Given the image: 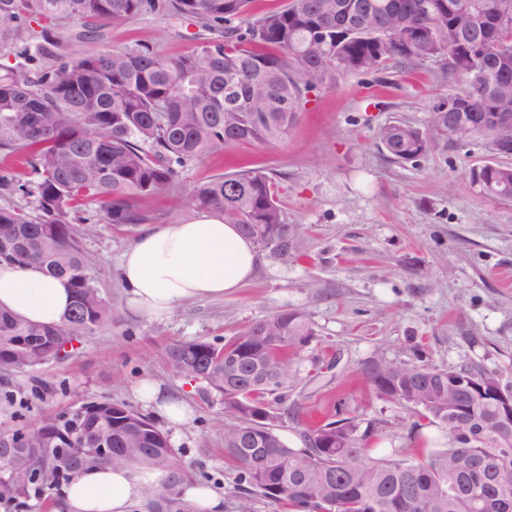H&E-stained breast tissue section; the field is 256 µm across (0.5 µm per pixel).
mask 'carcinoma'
<instances>
[{
	"label": "carcinoma",
	"mask_w": 512,
	"mask_h": 512,
	"mask_svg": "<svg viewBox=\"0 0 512 512\" xmlns=\"http://www.w3.org/2000/svg\"><path fill=\"white\" fill-rule=\"evenodd\" d=\"M249 0H0V151L19 155L38 180L22 183L0 171V192L34 198L36 214L0 204V260L34 263L65 277L73 301L62 322L44 326L0 311V366L34 369L63 358L67 345L112 323L114 312L89 275L90 261L75 237L87 221L84 206L111 224H137L138 197H178L179 175L231 142L275 146L298 121L309 97L333 77L380 72L446 52L448 74L462 89L454 108L431 113L428 129L395 121L380 142L396 160L414 161L443 141L480 139L512 151V26L492 17L512 15V0H292L281 10L247 14ZM149 13L186 18L221 33L193 52L161 55L150 46L80 56L31 22L81 25L92 38L96 23L132 21ZM488 196L512 199V164H485L471 172ZM186 201L224 216L256 247L278 258L296 246L271 177L261 169L218 175L194 185ZM316 336L308 314L285 310L252 323L222 344L198 337L174 341L158 360L174 375L201 386L224 406V452L238 468L240 512L261 497L289 512H497L512 505V441L499 426L501 397L512 376L498 369L452 371L419 358L378 359L365 375L383 400L410 406L439 433L416 423L410 439L420 456H376L378 427L364 431L352 418L303 431L292 447L278 432L273 405L294 378V359ZM476 380L477 390L454 395L448 373ZM84 437L105 432L112 459H82L57 469L50 459L63 428L45 418L38 433L0 438V503L32 507L47 489L85 468L146 466L166 474L145 512H197L180 486L194 478L167 434L122 402L104 400L84 421ZM34 464L47 473L43 489L24 487L11 472Z\"/></svg>",
	"instance_id": "obj_1"
}]
</instances>
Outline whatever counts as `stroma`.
Masks as SVG:
<instances>
[{"instance_id":"stroma-1","label":"stroma","mask_w":512,"mask_h":512,"mask_svg":"<svg viewBox=\"0 0 512 512\" xmlns=\"http://www.w3.org/2000/svg\"><path fill=\"white\" fill-rule=\"evenodd\" d=\"M57 36L75 55L149 44L191 53L209 37L190 21L146 14L104 22L92 40ZM448 58L337 76L311 97L276 146L228 144L187 167L179 188L238 167L273 178L287 223L299 229L288 259L261 251L253 279L234 294L193 300L153 318L131 308L116 275L141 227L104 216L76 227L91 275L117 322L76 342L68 358L34 370L0 367V436L32 431L49 415L109 398L152 416L137 393L150 378L184 401L186 422L166 426L176 455L239 512L238 469L224 456V407L156 359L175 340H224L268 315L305 311L316 329L276 412L281 432L352 417L375 421L384 447L405 451L419 420L377 397L364 368L374 359L422 357L437 366L479 365L512 372V201L488 197L470 178L494 162L480 141L432 149L413 162L392 159L380 129L400 121L427 128L431 112L456 94Z\"/></svg>"}]
</instances>
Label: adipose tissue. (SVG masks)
<instances>
[{
    "label": "adipose tissue",
    "instance_id": "adipose-tissue-1",
    "mask_svg": "<svg viewBox=\"0 0 512 512\" xmlns=\"http://www.w3.org/2000/svg\"><path fill=\"white\" fill-rule=\"evenodd\" d=\"M259 254L237 225L213 212L188 222L145 228L124 253L119 276L129 302L163 317L177 306L237 292L252 278ZM72 302L66 279L35 264L0 262V309L45 325L60 324ZM165 479L148 468L91 467L63 486L53 512H135Z\"/></svg>",
    "mask_w": 512,
    "mask_h": 512
}]
</instances>
